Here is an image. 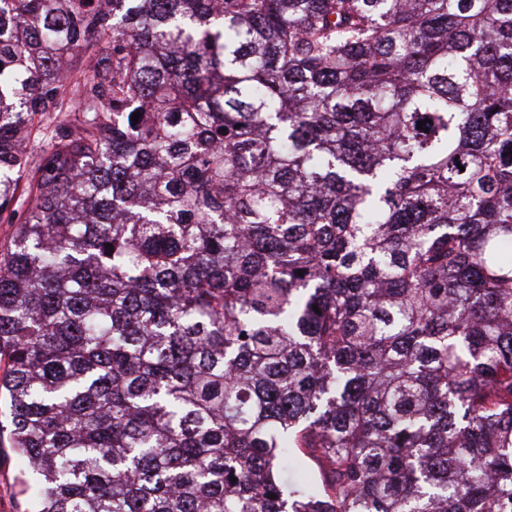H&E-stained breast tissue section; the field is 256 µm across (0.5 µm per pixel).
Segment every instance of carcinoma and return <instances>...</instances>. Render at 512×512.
Instances as JSON below:
<instances>
[{
	"instance_id": "1",
	"label": "carcinoma",
	"mask_w": 512,
	"mask_h": 512,
	"mask_svg": "<svg viewBox=\"0 0 512 512\" xmlns=\"http://www.w3.org/2000/svg\"><path fill=\"white\" fill-rule=\"evenodd\" d=\"M28 168L20 512H512V0H0Z\"/></svg>"
}]
</instances>
